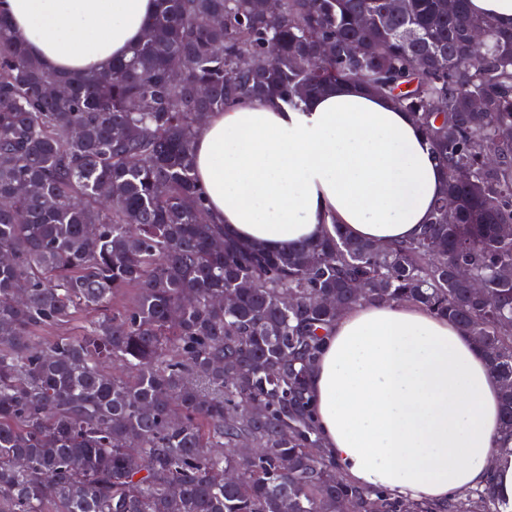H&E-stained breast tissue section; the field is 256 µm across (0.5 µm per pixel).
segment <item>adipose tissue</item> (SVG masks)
<instances>
[{"mask_svg":"<svg viewBox=\"0 0 512 512\" xmlns=\"http://www.w3.org/2000/svg\"><path fill=\"white\" fill-rule=\"evenodd\" d=\"M154 9L155 0H0L17 41L76 74L125 57ZM194 162L215 223L272 249L338 226L384 247L416 238L446 181L413 116L356 82L297 109L271 98L212 113ZM308 381L322 451L353 483L443 501L490 481L512 506L499 384L455 322L411 303H362L325 336Z\"/></svg>","mask_w":512,"mask_h":512,"instance_id":"1","label":"adipose tissue"}]
</instances>
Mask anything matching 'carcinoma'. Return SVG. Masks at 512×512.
<instances>
[{"mask_svg":"<svg viewBox=\"0 0 512 512\" xmlns=\"http://www.w3.org/2000/svg\"><path fill=\"white\" fill-rule=\"evenodd\" d=\"M155 2L130 56L71 77L0 16V512H504L490 483L435 504L341 477L310 452L322 441L307 368L344 311L420 305L485 356L512 441V29L468 0H402L392 17L386 0H282L275 14L258 0ZM322 41L336 54L318 62ZM342 81L410 112L445 168L421 236L275 251L211 223L193 157L205 118L245 99L295 108ZM84 313L79 333L37 341ZM243 440L249 459L233 452Z\"/></svg>","mask_w":512,"mask_h":512,"instance_id":"carcinoma-1","label":"carcinoma"}]
</instances>
